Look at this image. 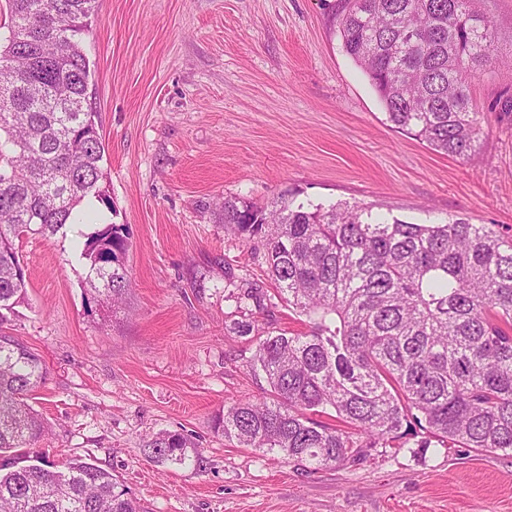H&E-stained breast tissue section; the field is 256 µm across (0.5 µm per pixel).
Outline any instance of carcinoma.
Wrapping results in <instances>:
<instances>
[{
    "label": "carcinoma",
    "instance_id": "1",
    "mask_svg": "<svg viewBox=\"0 0 512 512\" xmlns=\"http://www.w3.org/2000/svg\"><path fill=\"white\" fill-rule=\"evenodd\" d=\"M0 31V512H138L112 471L90 458L58 466L30 454L48 425L28 403L41 359L3 332L24 300L15 240L82 224L103 187L104 147L89 101L81 35L96 0H8ZM476 0H344L340 36L398 129L468 158L483 134L468 80L496 54ZM224 223L260 242L307 334L259 337L252 368L269 397L218 413L214 429L290 462L340 465L421 434L512 452V241L464 219L416 224L365 206H266L226 199ZM124 224H100L80 252L83 288L107 308L129 287ZM333 410L336 424L316 419ZM188 434L162 432L158 464L200 461Z\"/></svg>",
    "mask_w": 512,
    "mask_h": 512
}]
</instances>
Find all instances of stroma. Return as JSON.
<instances>
[{
	"instance_id": "1",
	"label": "stroma",
	"mask_w": 512,
	"mask_h": 512,
	"mask_svg": "<svg viewBox=\"0 0 512 512\" xmlns=\"http://www.w3.org/2000/svg\"><path fill=\"white\" fill-rule=\"evenodd\" d=\"M342 0H97L83 46L111 207L131 280L99 308L80 285L81 226L15 247L27 292L11 332L42 359L29 399L36 451L92 456L139 512H512V455L433 442L340 466L241 448L215 415L262 399L261 335L306 333L262 246L227 229L220 200L364 205L418 224L463 218L512 238V63L468 85L483 115L470 158L394 127L339 33ZM192 435L201 466L144 445Z\"/></svg>"
}]
</instances>
